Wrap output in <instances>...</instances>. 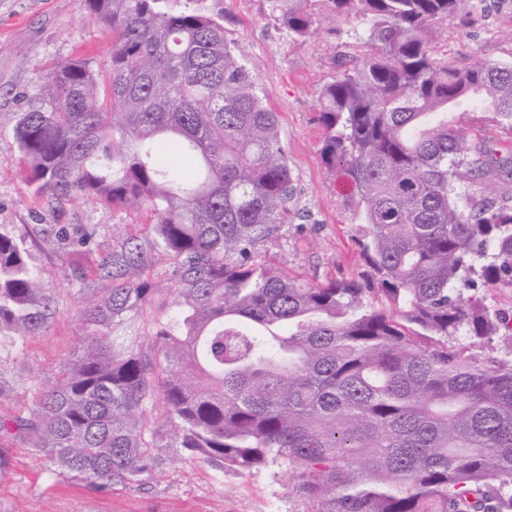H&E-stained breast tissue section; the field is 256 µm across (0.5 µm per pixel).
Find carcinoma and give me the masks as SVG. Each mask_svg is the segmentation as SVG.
Wrapping results in <instances>:
<instances>
[{"label":"carcinoma","mask_w":512,"mask_h":512,"mask_svg":"<svg viewBox=\"0 0 512 512\" xmlns=\"http://www.w3.org/2000/svg\"><path fill=\"white\" fill-rule=\"evenodd\" d=\"M308 0H268L290 38ZM368 20L358 65L320 94L324 164L352 186L364 270L309 284L256 259L302 219L279 114L221 16L165 0H80L111 39L108 82L91 58L36 70L51 107L16 115L20 175L51 201L153 214L81 289L79 345L38 389L19 430L55 473L91 490L130 486L181 448L221 469L287 466L312 512H512V317L474 291L512 287V204L475 177L508 162L448 120L463 107L512 127V63L460 68L431 25L462 0H327ZM167 145L195 168L164 166ZM175 263L173 321L141 343L117 327L151 303L157 252ZM24 242L0 225V332L54 315ZM464 334L484 354L448 345ZM166 414L167 442L151 428Z\"/></svg>","instance_id":"obj_1"}]
</instances>
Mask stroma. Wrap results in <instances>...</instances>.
<instances>
[{"label":"stroma","mask_w":512,"mask_h":512,"mask_svg":"<svg viewBox=\"0 0 512 512\" xmlns=\"http://www.w3.org/2000/svg\"><path fill=\"white\" fill-rule=\"evenodd\" d=\"M198 8L224 17L225 34L251 65L253 80L280 117L279 136L297 186V206L308 211L304 229L284 225L279 237L262 243L259 257L318 284L358 276L362 261L353 240V216L336 190L342 175L321 157L322 129L316 115L322 88L339 73L341 55H361L355 38L364 20L349 13L329 17L326 0H309L324 15L315 34L291 39L269 15L267 0H198ZM431 47L461 68L483 60L512 63V0H487L470 19L468 7L433 25ZM110 39L79 0H0V224L27 243L35 267L47 268L56 312L39 334L0 338V419L27 414L37 387L51 383L70 357L81 327L73 315L79 285L71 273L78 240L90 237L93 256L110 251L115 226L141 231L153 218L146 210L110 209L89 201L48 202L19 174L12 119L34 106L49 107L50 94L34 79L79 58L105 65ZM465 135L486 142L496 155L512 158V129L486 112L456 115ZM61 236L44 238L41 225ZM173 262L156 256L148 275L156 293L151 307L135 316L126 333L142 336L155 322L170 319ZM0 512H312L288 484L283 466L261 471H222L169 451L154 472L135 486L86 489L49 471L44 456L25 435H0Z\"/></svg>","instance_id":"1"}]
</instances>
